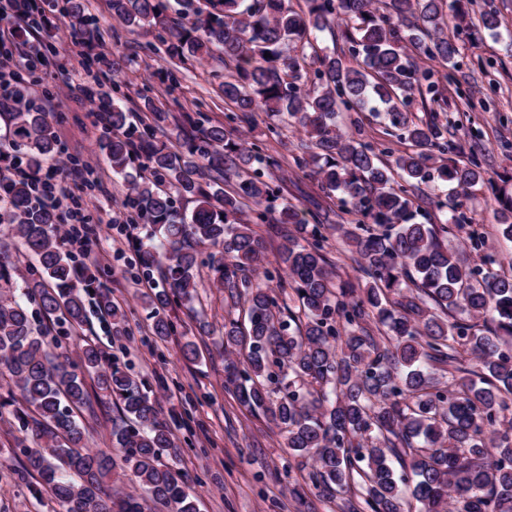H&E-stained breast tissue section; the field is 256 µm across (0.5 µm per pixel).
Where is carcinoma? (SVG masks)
I'll return each instance as SVG.
<instances>
[{"instance_id":"carcinoma-1","label":"carcinoma","mask_w":512,"mask_h":512,"mask_svg":"<svg viewBox=\"0 0 512 512\" xmlns=\"http://www.w3.org/2000/svg\"><path fill=\"white\" fill-rule=\"evenodd\" d=\"M64 2L67 20L92 45L85 0ZM111 2L129 26L174 11L165 31L182 56L203 61L217 44L224 64L235 66L224 99L237 111L224 115L225 125L195 122L184 153L156 141L163 112L153 109L151 121L133 125L119 101H100L112 130V170L122 175L135 163L144 173L133 209L158 232L139 243L137 262L140 275L164 283L149 297L153 335L174 333L165 311L195 299L199 248L211 246L209 267L227 302L248 303V326L224 321V351L244 355L226 360L224 383L285 434L289 457L319 500L342 499L341 512H404L409 487L423 512H512V260L507 272L486 256L462 262L442 241L461 226L455 204L436 224L413 222L421 186L450 182L466 192L484 183L478 162L453 159L459 148L435 120L416 123L406 110L417 94L439 105L432 71L421 63L442 62L448 83L456 82L459 48L448 35L447 0H304L296 9L285 0H206L204 9L199 0ZM471 2L453 0L458 32L471 23ZM338 18L352 65L336 49L320 54L314 45ZM350 111L383 114L415 150L379 151L347 134L337 118ZM257 112L303 129L323 191L360 216L356 224H307L296 204L284 202L269 229L295 224L299 236L269 259L241 213L247 201L267 222L274 189L254 164L271 162L228 129ZM5 116L32 167L54 159L48 113L29 107ZM0 193L17 237L54 284L36 282L0 304V376L17 390L10 425L25 457L15 481L36 480L60 512H200L183 471L162 462L177 456L178 445L142 380L89 339L74 359L53 353L62 344L48 338L44 320L82 327L90 288L80 285L54 234L57 214L33 203L28 183L0 185ZM499 193L496 216L511 241L512 188ZM180 197L195 199L188 218ZM332 229L360 259L365 287L336 282L325 251ZM259 268L264 283L252 279ZM94 305L122 329L125 312L108 292H95ZM88 377L119 403L116 457L87 449L77 413L94 412ZM112 475L137 492L114 495L106 482Z\"/></svg>"}]
</instances>
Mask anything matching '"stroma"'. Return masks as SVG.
Listing matches in <instances>:
<instances>
[{
  "label": "stroma",
  "mask_w": 512,
  "mask_h": 512,
  "mask_svg": "<svg viewBox=\"0 0 512 512\" xmlns=\"http://www.w3.org/2000/svg\"><path fill=\"white\" fill-rule=\"evenodd\" d=\"M490 1L501 12L502 26L496 33L473 28L459 35L461 82L447 83L444 68L432 67L437 89L447 100L440 120L448 127V138L480 161L485 181L479 191L467 195H454L449 187H442L436 201H420L414 220L435 223L439 205L459 203L468 222L448 236V245L468 246L469 233L474 230L483 237V253L502 256L512 254V242L498 230L494 196L505 176L512 174V0ZM88 14L104 41L105 56L119 53L128 60L119 99L133 121L148 117L144 106L148 99L167 112L168 119L157 133L159 142L176 143L187 114L200 112L212 122H223L231 107L224 101L221 53L203 62L181 61L161 43V25L125 26L113 18L111 0H88ZM61 26V21L52 20L40 34L42 42L54 45L56 63L23 70L22 75L31 86L51 90L65 80L74 86L71 98L60 102L51 119L58 141L71 154L92 155L99 182L85 197L84 206L88 222L99 227L102 243L86 258L84 276L93 287L107 290L126 313V329L121 333L112 332L97 315H90L87 324L63 339L64 350L75 353L82 337L97 339L107 355L119 358L148 382L150 397L178 439L179 465L202 500V512H303L308 504L316 512H338L335 504L317 501L306 473L295 470L284 475L288 450L283 433L265 416L242 407L225 389L224 321L237 312L227 305L224 290L208 265L199 268L198 297L192 308L169 311L181 323L177 335L164 342L153 335L147 291L132 274L135 244L150 227L134 215L129 226L116 224L133 181L113 172L103 148L106 134L95 124L94 107L83 94L92 77L106 83L110 76L105 67L88 63L82 45L59 44ZM170 72L180 82L173 91L163 80ZM342 120L357 138L397 151L404 148L387 135L383 118L346 112ZM267 126L265 113H256L252 124L238 126L235 138L274 158L272 172L280 199L311 214L326 196L311 167L301 168L294 162L303 153L304 135L292 123L280 125L274 134ZM0 251L6 253L11 273L9 282H0V294L41 280L39 265L25 253L7 224H0ZM188 340L195 344L198 360L182 358L180 347ZM16 463L12 454L0 464V512H54L56 505L49 497H34L27 485L16 484Z\"/></svg>",
  "instance_id": "obj_1"
}]
</instances>
